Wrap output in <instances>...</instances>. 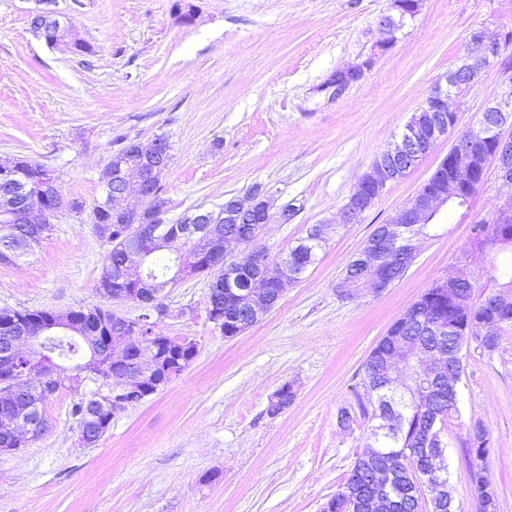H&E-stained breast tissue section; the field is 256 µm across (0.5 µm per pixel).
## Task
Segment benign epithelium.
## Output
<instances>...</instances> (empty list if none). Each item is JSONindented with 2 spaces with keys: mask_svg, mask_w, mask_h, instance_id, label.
<instances>
[{
  "mask_svg": "<svg viewBox=\"0 0 512 512\" xmlns=\"http://www.w3.org/2000/svg\"><path fill=\"white\" fill-rule=\"evenodd\" d=\"M422 0H392V8L400 18L415 17L421 9ZM38 20L42 28L51 31L60 38L74 39V31L70 20L59 19L55 13L41 15ZM512 48V36L506 34L491 40L484 31L476 29L471 32L468 46L462 61L435 87L433 93L420 108L422 112H435V120L428 124L418 117L412 119L404 127L400 142L383 151L375 160L367 173L352 191L344 208V221L348 222L363 214L381 194L390 182L403 178L418 162L433 151L439 140L446 138L450 142L448 157L445 164L452 169V176L461 178L476 173L486 174L487 165L494 161L504 183L512 185V66H505L502 60L508 56ZM496 72L502 93L499 97L487 102L480 112L476 124L466 129L467 139L460 140L456 132L457 113L450 107V101L458 97L465 89L475 84L491 66ZM362 76L361 68L339 71L330 81L336 93H342L350 84ZM139 153L150 159L148 168L142 163H121L106 165L107 197L105 205L112 208L126 222V233L136 241L134 261L121 266L115 272L117 279L129 284L124 290H113L105 280L100 281V294L112 301L145 304L163 316L166 309L156 294H143L135 288V284L144 279L145 259L159 250L162 243H179L174 250V276L167 284L175 286L179 282L199 276L203 272H218L226 275L233 273L241 264L232 260L225 249L228 237L217 232L222 227L223 219L250 215L261 211L262 223L268 224L273 219L270 205L264 201L261 206L254 205L255 194L246 198L238 196L224 202V214L215 209H198L186 220V226L177 231L170 240L156 233L150 224H141L134 215V208L128 204L132 199L144 207L155 203L152 184L167 168L170 144L164 137H155L149 144L140 145ZM27 161L13 158L8 162L0 161V177L6 181L14 180ZM457 182L441 181L434 187L418 192L400 210L395 219L385 225L379 234L368 239L358 254L360 270L363 277L358 281L342 280L336 292L342 297H351L371 285L378 290L388 286L385 277L386 265L407 264L414 259L417 240L405 235L406 225L418 226L428 224L448 205V198L453 195ZM58 210L44 208L39 199L32 197L27 201L24 213L27 224H48ZM275 264L281 271L279 293L275 296L253 288L248 291L244 304L248 314L256 317L259 313L271 309L282 296L284 286L293 281L288 274V258L283 257L271 261L268 252L257 245H251V254L246 265L263 268ZM487 314L471 321L463 330L452 328L431 327L436 335L444 336L447 332H461L462 338L470 336H491L501 325L512 321V306L504 303L496 291H491L483 299ZM69 330L67 321H49L40 327L32 326L21 319L8 323H0V337L5 339V346L0 348V426L13 433L28 429L24 417L10 409V402L23 396L32 375L38 374L45 378L59 374L58 367L45 355L42 336L51 332ZM396 352L383 363L381 376L392 381L394 387L405 390L401 377L404 373L420 365L415 359V347L405 344L404 337H390ZM30 346L26 355L19 353L21 344ZM141 343L151 346H164L168 354L149 359V366L143 363L136 365V370H122L120 366L127 363L125 356L130 346ZM185 351L194 358L198 352L197 342L187 336H160L143 326L142 319L130 320L112 314V336L104 343V351H90L88 363L93 366L112 365V372L105 379L112 381V392L97 396L98 402L112 412H117L125 403V397H138L143 394L148 381L160 374L165 381H171L184 371L179 353ZM429 462L428 469L423 471L414 467L409 473L410 480L430 489V500L423 501L427 512L438 500L452 498L448 488V480L444 478L447 469L446 449L435 445L423 449ZM377 483L382 486V493L372 497L368 507L376 512H385L392 506L389 487L392 485L391 473L384 471L376 476Z\"/></svg>",
  "mask_w": 512,
  "mask_h": 512,
  "instance_id": "1",
  "label": "benign epithelium"
}]
</instances>
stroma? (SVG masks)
<instances>
[{
    "instance_id": "35a3bbf8",
    "label": "stroma",
    "mask_w": 512,
    "mask_h": 512,
    "mask_svg": "<svg viewBox=\"0 0 512 512\" xmlns=\"http://www.w3.org/2000/svg\"><path fill=\"white\" fill-rule=\"evenodd\" d=\"M49 7L92 51L47 44L32 25L40 0H0V158L44 164L64 198L86 209L59 213L20 265L0 264V309L109 305L129 319L142 314V306L109 304L96 289L109 246L90 209L122 134L169 139L161 180L169 220L257 188L275 207L298 208L288 223L264 227L260 243L271 257L286 256L319 222L329 226L302 279L239 336L224 337L208 321L209 277L166 288L168 313L154 331L195 339L197 357L117 412L90 446L78 441L73 405L108 393L111 382L56 393L44 407L43 434L0 453V512H320L374 441V421L339 423L341 410L357 408L368 354L461 255L472 272L488 264L491 253L472 246L473 227L512 199V186L488 165L469 204L444 211L421 235L401 279L353 298L336 293L345 267L427 181L447 141L351 223L342 210L459 62L471 32H512V0H423L383 53L376 47L390 36L380 20L391 0H50ZM189 8L196 18L182 23L179 12ZM360 63L367 69L359 82L339 96L326 90L333 73ZM501 92L492 71L464 91L458 130ZM461 355L460 413L441 432L453 506L476 512L470 473L481 468L500 512H512V324L495 351L471 338ZM285 384L292 403L269 414ZM476 423L490 438L479 461L461 448Z\"/></svg>"
}]
</instances>
